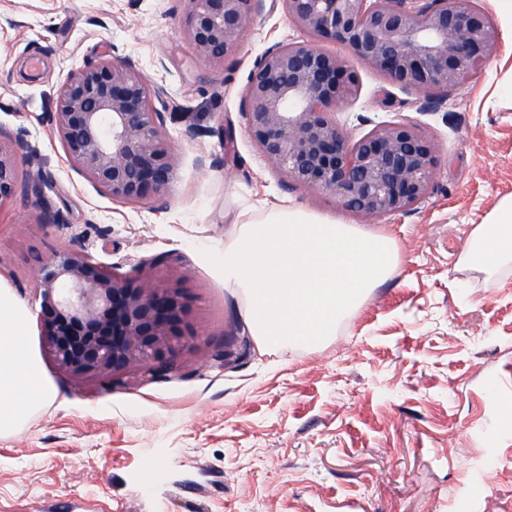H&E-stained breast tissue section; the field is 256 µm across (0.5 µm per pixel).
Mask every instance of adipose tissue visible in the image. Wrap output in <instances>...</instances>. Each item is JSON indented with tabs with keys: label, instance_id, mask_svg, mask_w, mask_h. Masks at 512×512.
<instances>
[{
	"label": "adipose tissue",
	"instance_id": "adipose-tissue-1",
	"mask_svg": "<svg viewBox=\"0 0 512 512\" xmlns=\"http://www.w3.org/2000/svg\"><path fill=\"white\" fill-rule=\"evenodd\" d=\"M470 246L462 254L463 267L491 279L512 260V195L504 197L475 225ZM24 319L12 297L0 290V432L14 427L38 404L52 400L53 392L40 375L24 332Z\"/></svg>",
	"mask_w": 512,
	"mask_h": 512
}]
</instances>
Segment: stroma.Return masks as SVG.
<instances>
[{
	"label": "stroma",
	"instance_id": "stroma-1",
	"mask_svg": "<svg viewBox=\"0 0 512 512\" xmlns=\"http://www.w3.org/2000/svg\"><path fill=\"white\" fill-rule=\"evenodd\" d=\"M184 18L182 0H0V127L35 149L0 205V289L26 313L57 392L0 434V512H512V266L487 280L458 264L470 230L512 194V48L453 91L356 65L359 96L336 108L349 135L410 121L438 168L412 210L365 220L294 187L242 131L255 58L299 37L282 6L220 69L196 59ZM105 54L137 61L171 115L179 179L167 208L102 196L52 134L68 72ZM224 122L232 157L215 134ZM287 201L389 233L400 253L394 274L315 347L261 344L244 289L225 287L202 256L225 253L240 222ZM46 209L59 224L40 225ZM76 238L116 273L183 294L197 341L174 370L109 380L57 364L37 271Z\"/></svg>",
	"mask_w": 512,
	"mask_h": 512
}]
</instances>
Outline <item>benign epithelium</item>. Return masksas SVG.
Wrapping results in <instances>:
<instances>
[{"label": "benign epithelium", "mask_w": 512, "mask_h": 512, "mask_svg": "<svg viewBox=\"0 0 512 512\" xmlns=\"http://www.w3.org/2000/svg\"><path fill=\"white\" fill-rule=\"evenodd\" d=\"M187 42L220 67L265 0H185ZM303 39L254 61L240 107L244 134L295 185L332 196L363 218L406 211L429 192L437 170L431 139L417 126L382 121L357 140L335 108L357 97L350 60L423 91L461 87L497 51V25L471 0H282ZM329 39L349 56L312 41ZM154 91L130 58L71 70L50 112L69 166L106 197L166 207L179 169ZM32 152L0 129V201L17 192L19 159ZM41 325L57 363L79 375L114 378L131 367L170 371L185 346L186 305L176 288L127 281L79 242L38 270Z\"/></svg>", "instance_id": "obj_1"}]
</instances>
